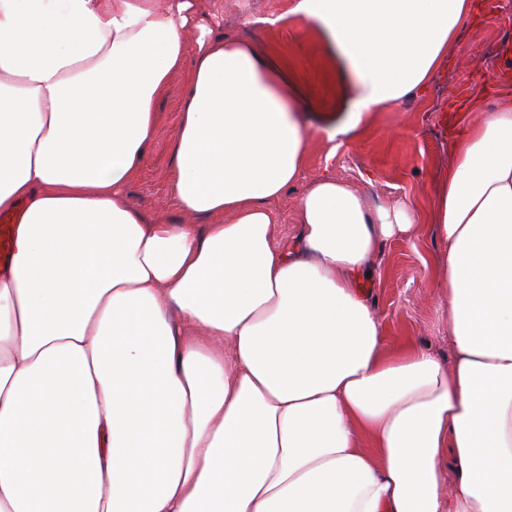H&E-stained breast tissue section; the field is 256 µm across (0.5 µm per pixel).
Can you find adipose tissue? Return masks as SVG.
<instances>
[{"label": "adipose tissue", "instance_id": "ef3b65f1", "mask_svg": "<svg viewBox=\"0 0 512 512\" xmlns=\"http://www.w3.org/2000/svg\"><path fill=\"white\" fill-rule=\"evenodd\" d=\"M472 10L296 0L334 51L328 136L425 88ZM183 70L192 224L123 198ZM307 109L195 0H0V512H512V94L437 193L447 365L357 287L412 212L308 178ZM301 182L283 246L273 203Z\"/></svg>", "mask_w": 512, "mask_h": 512}]
</instances>
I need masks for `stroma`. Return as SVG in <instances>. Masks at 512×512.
Listing matches in <instances>:
<instances>
[{
    "instance_id": "35a3bbf8",
    "label": "stroma",
    "mask_w": 512,
    "mask_h": 512,
    "mask_svg": "<svg viewBox=\"0 0 512 512\" xmlns=\"http://www.w3.org/2000/svg\"><path fill=\"white\" fill-rule=\"evenodd\" d=\"M293 0H199L215 33L246 39L263 51L287 60L301 79L314 105L307 114V175L324 172L346 180L371 207L410 205L415 227L405 237L386 241L377 268L363 287L384 322L388 337L410 336L429 346L449 363L448 327L441 319L444 306L439 275L445 249L434 233L431 213L441 178L448 166V140L455 121L453 104L475 112L490 111L499 88L500 51L512 37L504 24L512 0H485L480 17L467 18L446 63L428 88L400 106L381 112L360 135L328 141L323 127L332 99L329 72L332 60L312 23L289 17L287 23L264 25L269 16L287 14ZM188 84L187 73L175 75L158 104L159 120L141 172L124 195L134 207L151 215L180 219L168 193L171 142L179 108Z\"/></svg>"
}]
</instances>
